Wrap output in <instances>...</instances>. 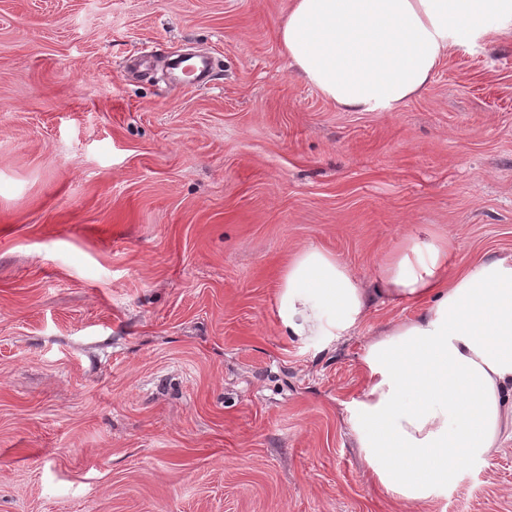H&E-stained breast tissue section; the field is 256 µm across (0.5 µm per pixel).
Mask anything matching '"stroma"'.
Here are the masks:
<instances>
[{
	"label": "stroma",
	"instance_id": "obj_1",
	"mask_svg": "<svg viewBox=\"0 0 512 512\" xmlns=\"http://www.w3.org/2000/svg\"><path fill=\"white\" fill-rule=\"evenodd\" d=\"M290 0H0V512H512V442L421 503L345 407L420 306L299 341L314 245L370 278L402 237L512 255V37L396 112H345L277 37ZM203 52L211 83L164 60Z\"/></svg>",
	"mask_w": 512,
	"mask_h": 512
}]
</instances>
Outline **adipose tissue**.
<instances>
[{
  "label": "adipose tissue",
  "mask_w": 512,
  "mask_h": 512,
  "mask_svg": "<svg viewBox=\"0 0 512 512\" xmlns=\"http://www.w3.org/2000/svg\"><path fill=\"white\" fill-rule=\"evenodd\" d=\"M512 31V0H290L278 39L291 68L346 112H393L420 95L454 48ZM454 245L405 235L371 279L319 247L278 285L282 335L357 332L376 299L424 305L372 338L367 383L347 407L362 459L393 498L421 502L512 439V256L449 275Z\"/></svg>",
  "instance_id": "adipose-tissue-1"
}]
</instances>
